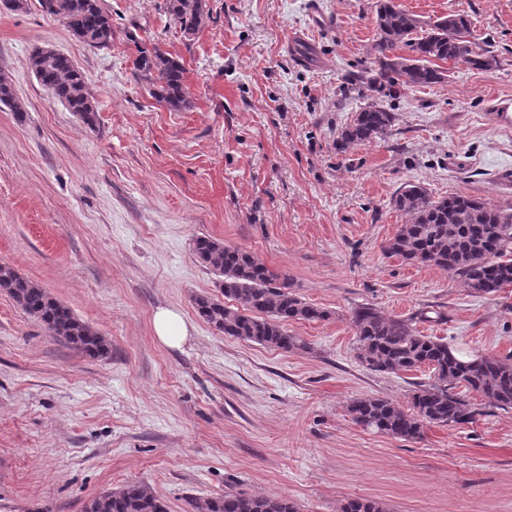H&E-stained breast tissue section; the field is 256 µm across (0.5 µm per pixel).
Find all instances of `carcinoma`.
I'll use <instances>...</instances> for the list:
<instances>
[{
  "instance_id": "obj_1",
  "label": "carcinoma",
  "mask_w": 512,
  "mask_h": 512,
  "mask_svg": "<svg viewBox=\"0 0 512 512\" xmlns=\"http://www.w3.org/2000/svg\"><path fill=\"white\" fill-rule=\"evenodd\" d=\"M47 15L61 20L87 45L103 48L112 42V18L101 0H39ZM168 13L181 33L191 37L209 16L207 0H169ZM376 40L368 66L359 74L368 90L382 94L425 88L448 80L445 65L466 64L475 70L500 65L495 51L476 42L472 23L463 14L433 22L401 8L395 0H378ZM31 69L51 98L64 103L84 124L93 128L97 112L85 76L72 60L56 50L37 47ZM134 70L150 84V93L171 109L190 107L185 69L158 48L136 47ZM0 104L24 111L12 84L0 77ZM396 113L377 103L353 115L337 137L342 149L363 146L394 126ZM392 207L407 222L387 242L385 250L412 264L435 266L461 279L473 294L491 295L512 288V213L463 192L435 198L420 184L399 188ZM197 260L217 277L224 299L199 296L197 314L226 336L251 341L285 352H305L308 343L288 330L290 321L318 322L329 312L302 299L288 279L280 278L254 254L207 235L193 241ZM0 289L21 310L36 318L50 336L94 359L109 357L110 344L67 305L52 297L13 267L0 265ZM230 299L235 305L228 306ZM428 320L425 312L414 318L393 319L361 306L353 311L358 336L357 359L375 372H408L423 366L434 381L419 384L406 411L378 397H360L348 411L365 430L404 440H420L424 426H455L473 422L483 410L457 389L476 392L490 405L512 409V361L494 355L458 356L448 343L419 334L414 320ZM191 512H300L286 497H259L244 490L198 498ZM83 512H168L164 502L141 483L104 491L83 505ZM341 512H386L371 499H352Z\"/></svg>"
}]
</instances>
